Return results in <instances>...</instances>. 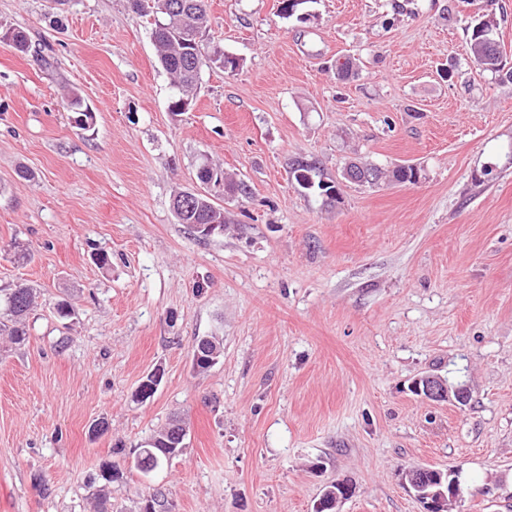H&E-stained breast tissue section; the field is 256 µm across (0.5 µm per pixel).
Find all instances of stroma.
<instances>
[{"label": "stroma", "mask_w": 512, "mask_h": 512, "mask_svg": "<svg viewBox=\"0 0 512 512\" xmlns=\"http://www.w3.org/2000/svg\"><path fill=\"white\" fill-rule=\"evenodd\" d=\"M482 14L512 68V0H308L289 19L208 0L240 66L204 70L176 115L128 0H0V29L30 40L0 42V289L37 291L26 339H0V512H95L110 461L111 512L158 489L170 512H314L339 479L335 512H423L413 466L458 472L450 512H512V82L471 53ZM205 157L250 188L216 196L209 238L171 208ZM296 158L420 179L346 182L330 207L292 183ZM200 336L222 348L203 372ZM425 374L470 400L415 394ZM175 417L182 455L131 467Z\"/></svg>", "instance_id": "stroma-1"}]
</instances>
